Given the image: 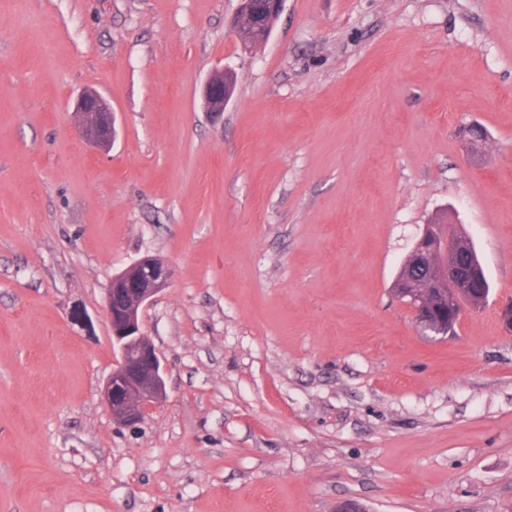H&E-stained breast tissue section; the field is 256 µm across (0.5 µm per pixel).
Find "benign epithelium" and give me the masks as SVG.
I'll return each instance as SVG.
<instances>
[{
    "instance_id": "obj_1",
    "label": "benign epithelium",
    "mask_w": 512,
    "mask_h": 512,
    "mask_svg": "<svg viewBox=\"0 0 512 512\" xmlns=\"http://www.w3.org/2000/svg\"><path fill=\"white\" fill-rule=\"evenodd\" d=\"M284 0H239L234 24L244 14L259 9L265 16L276 17L283 10ZM233 84L224 81V70L214 71L202 87V98L209 112L220 113L232 97ZM75 111L80 117V137L97 148L108 147L115 137V120L110 105L96 92L86 91L77 100ZM479 138L468 137L466 160H475L477 150L485 144L486 133L471 125ZM419 277L433 284L448 285L445 301L454 321L467 312L479 309L486 294H477L473 277L479 271L469 270L448 246V237L439 235L431 226L424 227L414 245ZM173 277L172 268L161 260L144 256L132 267L112 277L107 290L104 312L119 359L100 389V400L118 423L134 426L147 411L160 404L166 396L163 367L150 339L142 332L140 309L162 291Z\"/></svg>"
}]
</instances>
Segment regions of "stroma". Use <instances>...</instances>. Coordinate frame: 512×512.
I'll use <instances>...</instances> for the list:
<instances>
[{
  "instance_id": "obj_1",
  "label": "stroma",
  "mask_w": 512,
  "mask_h": 512,
  "mask_svg": "<svg viewBox=\"0 0 512 512\" xmlns=\"http://www.w3.org/2000/svg\"><path fill=\"white\" fill-rule=\"evenodd\" d=\"M237 8L0 0V512H512V0H286L256 50ZM439 216L490 282L445 338L392 291ZM145 255L167 397L127 427L103 304ZM232 82H224V69L214 71L202 87V98L208 112L220 113L232 97ZM80 137L97 148H107L115 137V120L110 105L96 92L86 91L77 100Z\"/></svg>"
}]
</instances>
